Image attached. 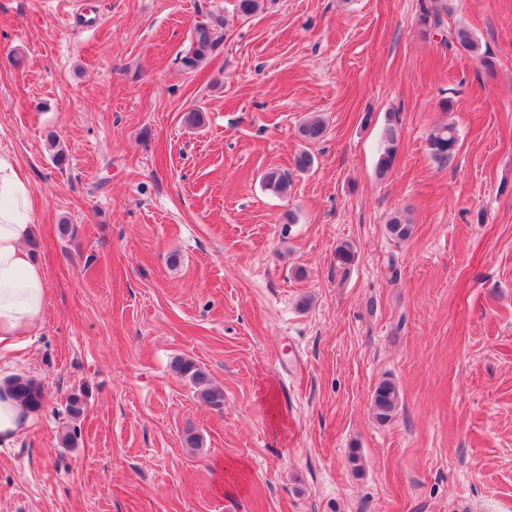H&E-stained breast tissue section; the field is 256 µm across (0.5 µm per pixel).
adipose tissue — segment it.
<instances>
[{
  "instance_id": "adipose-tissue-1",
  "label": "adipose tissue",
  "mask_w": 512,
  "mask_h": 512,
  "mask_svg": "<svg viewBox=\"0 0 512 512\" xmlns=\"http://www.w3.org/2000/svg\"><path fill=\"white\" fill-rule=\"evenodd\" d=\"M31 228L27 179L12 156L0 154V346L6 348L39 326L48 304L45 271L27 245ZM30 419L10 387L0 384V446L14 443Z\"/></svg>"
}]
</instances>
